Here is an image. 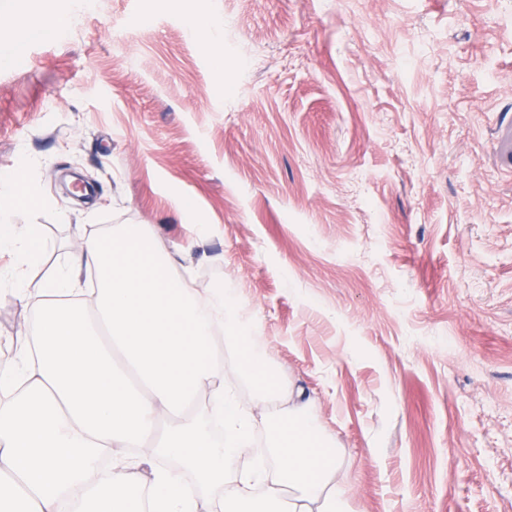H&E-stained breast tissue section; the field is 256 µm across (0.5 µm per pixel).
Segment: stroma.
<instances>
[{
	"label": "stroma",
	"mask_w": 512,
	"mask_h": 512,
	"mask_svg": "<svg viewBox=\"0 0 512 512\" xmlns=\"http://www.w3.org/2000/svg\"><path fill=\"white\" fill-rule=\"evenodd\" d=\"M45 13L65 37L21 53ZM1 43L0 178L32 160L15 221L54 245L32 284L76 233L161 225L317 398L351 512H512V0H0Z\"/></svg>",
	"instance_id": "35a3bbf8"
}]
</instances>
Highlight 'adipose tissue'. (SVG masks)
Masks as SVG:
<instances>
[{
  "mask_svg": "<svg viewBox=\"0 0 512 512\" xmlns=\"http://www.w3.org/2000/svg\"><path fill=\"white\" fill-rule=\"evenodd\" d=\"M44 205L29 165L0 179V292L32 316L0 338L13 352L0 364V512H350L315 399L272 368L238 291L194 288L193 260L155 224L104 225L30 287L51 245L15 216ZM222 345L275 411L225 385ZM261 436L268 451L252 456Z\"/></svg>",
  "mask_w": 512,
  "mask_h": 512,
  "instance_id": "adipose-tissue-1",
  "label": "adipose tissue"
}]
</instances>
